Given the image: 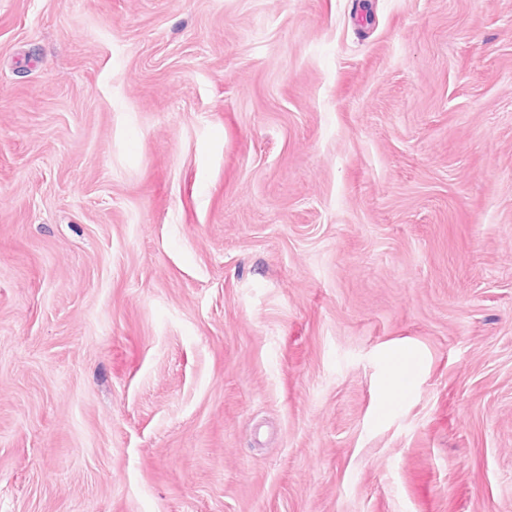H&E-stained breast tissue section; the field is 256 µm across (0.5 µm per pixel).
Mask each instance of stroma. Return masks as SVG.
I'll list each match as a JSON object with an SVG mask.
<instances>
[{
    "mask_svg": "<svg viewBox=\"0 0 512 512\" xmlns=\"http://www.w3.org/2000/svg\"><path fill=\"white\" fill-rule=\"evenodd\" d=\"M0 512H512V0H0ZM408 350L400 351L390 358V370L382 386L381 393L385 399H390L396 395H404L409 390L408 382L411 379V364L417 363L418 368L420 362L411 354L407 355Z\"/></svg>",
    "mask_w": 512,
    "mask_h": 512,
    "instance_id": "stroma-1",
    "label": "stroma"
}]
</instances>
